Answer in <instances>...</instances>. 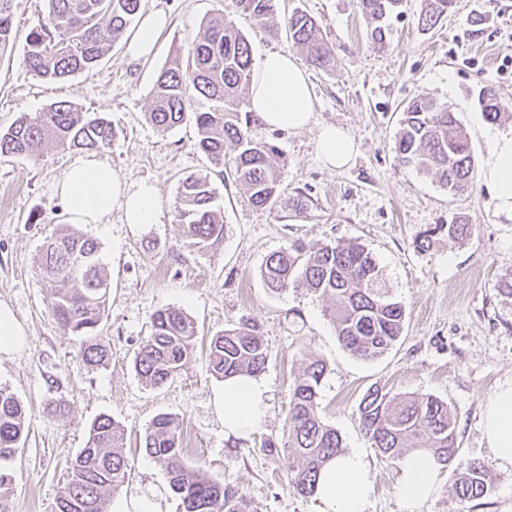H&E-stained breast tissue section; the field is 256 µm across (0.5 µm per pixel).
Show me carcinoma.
Instances as JSON below:
<instances>
[{
	"mask_svg": "<svg viewBox=\"0 0 512 512\" xmlns=\"http://www.w3.org/2000/svg\"><path fill=\"white\" fill-rule=\"evenodd\" d=\"M13 0H0V52L10 44ZM40 29L29 38L25 66L40 80L60 83L92 69L109 47L120 40L136 16L140 0H46ZM403 0H356L367 20V37L381 45L387 35L382 21L398 12ZM454 0H427L420 24L435 27L453 8ZM236 12L262 21L272 14L274 0H235ZM286 32L294 44L306 49L316 69L333 65V53L319 36L316 22L296 11L288 17ZM252 49L246 36L224 12L215 13L204 30L176 52L173 64L155 81L149 119L165 133L181 123L190 98L201 95L214 102L208 112L195 113L200 133L199 151L210 170L190 175L180 185V223L187 244L198 249L224 239V214L217 204L211 174L230 167L248 201L257 208L276 201L281 175L278 147L256 143L248 135L249 113L241 110L243 90L249 84ZM485 119L498 122L507 107L492 86L482 88L479 99ZM401 136L396 152L401 161L435 177L442 187L458 192L475 178V164L466 137L454 113L427 98H415L403 109ZM112 123L103 114L84 112L66 100L57 101L39 115L20 118L0 133V154L35 156L47 145L95 151L111 145ZM471 225L437 224L415 238V247H430L443 235L454 243ZM40 270L50 288V310L63 330L80 337L85 360L98 365L109 358L110 344L99 333L110 280L101 267L96 240L63 228L43 247ZM272 293L306 289L330 300L326 309L341 345L362 359L383 355L399 339L405 309L383 281L374 255L357 242H329L308 249L294 242L270 253L260 270ZM151 335L135 355V370L145 384L158 387L176 376L191 360L197 334L195 322L182 311L162 307L151 314ZM268 361V348L260 326L242 319L213 337L208 362L224 380L260 374ZM326 362L312 354L293 383L282 435L264 442L271 453L288 458V489L314 496L322 467L343 452L338 431L318 412L319 390ZM362 429L386 458L399 459L410 450H430L448 465L456 458V433L448 404L432 395L391 397L375 387L359 406ZM25 413L9 390L0 388V512H9L12 475L5 463L21 447ZM124 430L103 415L90 426L85 448L71 464V478L56 502V512H106L107 493L126 477L122 454ZM146 453L166 464L171 490L184 512H256L237 489L216 481L202 468L182 457L181 435L175 419L157 415L144 437ZM486 467L479 462L458 464L452 470L457 497L471 501L490 491Z\"/></svg>",
	"mask_w": 512,
	"mask_h": 512,
	"instance_id": "carcinoma-1",
	"label": "carcinoma"
}]
</instances>
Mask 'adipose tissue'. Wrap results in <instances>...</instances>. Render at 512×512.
<instances>
[{"label":"adipose tissue","instance_id":"obj_1","mask_svg":"<svg viewBox=\"0 0 512 512\" xmlns=\"http://www.w3.org/2000/svg\"><path fill=\"white\" fill-rule=\"evenodd\" d=\"M249 109L254 118L272 129L294 131L313 118L312 85L304 69L287 53L265 54L251 73ZM316 152L327 167L349 165L358 146L344 129L325 124L319 129ZM492 190L496 212L512 222V134L492 133L481 173ZM70 220L76 224L103 223L113 210H121L124 223H158L160 201L155 187L144 183L128 190L111 166L94 157L72 162L57 185ZM267 387L252 376L224 382L219 406L224 432L243 435L254 431L266 415ZM483 432L502 468H512V385L489 395L484 403ZM443 465L430 452L416 451L400 462L399 494L403 512H421L438 487ZM370 491L366 456L351 450L337 456L322 470L315 497L320 512H365Z\"/></svg>","mask_w":512,"mask_h":512}]
</instances>
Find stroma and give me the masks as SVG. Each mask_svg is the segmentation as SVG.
<instances>
[{"label": "stroma", "instance_id": "1", "mask_svg": "<svg viewBox=\"0 0 512 512\" xmlns=\"http://www.w3.org/2000/svg\"><path fill=\"white\" fill-rule=\"evenodd\" d=\"M423 7L424 0H405L401 16L390 21L386 43L376 47L355 0H275L273 16L263 22L236 14L233 0H141L140 14L163 12L171 20L151 58H129L119 41L92 70L50 84L24 64L28 37L46 4L14 0L13 39L0 53V131L57 100L105 113L116 137L97 158L130 188L154 184L161 217L133 228L116 209L106 223L78 227L98 242L111 281L100 325L111 356L89 365L78 337L52 317L40 272L45 242L68 222L56 186L78 153L47 146L34 157L0 156V302L11 307L26 333L20 352H0V387L14 393L26 414L24 443L9 463L11 512H55L70 463L102 415L125 430L127 476L118 494L153 496L162 512H180L164 464L143 448L160 414L179 423L185 462L234 486L257 512H319L315 498L289 491L287 459L263 446L282 433L306 353L327 364L319 390L322 417L341 434L345 449H361L370 463L366 512H401L400 464L372 448L359 424V402L373 386L393 396L432 395L447 402L456 421L458 460L487 467L491 489L472 501L457 498L451 470L443 468L422 512H512V469L499 466L482 433L485 399L512 384V295L502 291L512 283V222L496 215L483 181L449 194L433 177L402 163L395 149L402 110L415 97L454 112L476 163L487 155L491 132H512V118L489 123L479 103L481 88L491 85L512 109V0H456L453 12L430 30L419 23ZM220 10L247 36L253 57L288 52L301 63L306 55L288 38L285 21L293 11L306 12L332 48L335 64L309 71L314 120L308 128L287 132L254 123L248 129L252 140L274 143L281 153L277 202L254 207L233 177H214L226 233L222 242L198 251L182 237L179 187L208 165L196 148L194 115L212 103L195 96L192 115L165 133L148 112L174 45L193 40ZM324 124L342 127L357 142L349 167L334 170L320 162L316 141ZM459 218L472 226L465 238L452 244L441 238L426 251L414 248L421 232ZM295 241L309 247L355 241L373 253L406 310L403 332L384 355L364 360L345 350L319 294L267 290L260 277L266 256ZM159 307L191 316L197 336L185 368L165 385L150 387L137 376L134 357ZM246 318L259 323L268 345L260 375L268 410L259 428L236 438L224 434V416L215 404L224 383L212 374L207 354L213 336ZM50 378L57 389L48 388ZM59 398L69 409L63 417L49 411Z\"/></svg>", "mask_w": 512, "mask_h": 512}]
</instances>
